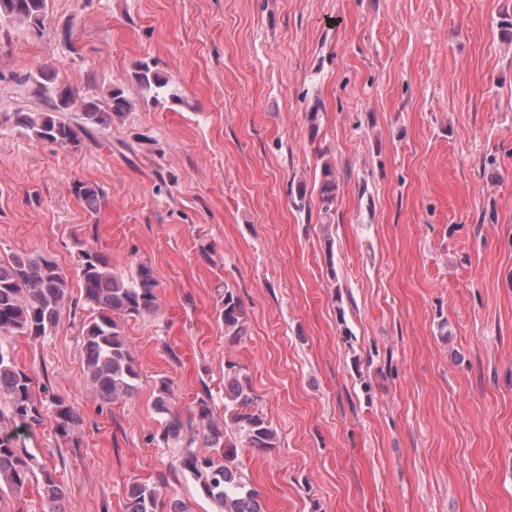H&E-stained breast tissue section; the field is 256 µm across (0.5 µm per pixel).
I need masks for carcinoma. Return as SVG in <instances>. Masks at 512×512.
Here are the masks:
<instances>
[{"mask_svg": "<svg viewBox=\"0 0 512 512\" xmlns=\"http://www.w3.org/2000/svg\"><path fill=\"white\" fill-rule=\"evenodd\" d=\"M48 0H0V19L24 25L32 33H43ZM131 79L146 91L150 101L159 105L178 94L170 80L146 62H140ZM27 80L35 92L51 101L49 112H1L0 128L10 127L30 137L63 148H77L80 135H93L133 109L123 89L115 87L103 98L80 100L81 123L73 126L59 114L75 105L72 93L56 86L55 74L38 68ZM339 189L335 165L321 163L317 192L321 213L334 211ZM74 194L85 207L98 209L102 189L92 183L78 182ZM76 274L83 306L89 318L81 329L85 354V377L101 406L132 396L138 388L139 372L124 334L122 320L150 315L158 307V283L152 269L140 265L135 274L125 277L112 271L102 254L79 249ZM70 298V279L52 259L41 254H12L0 259V340L14 336L38 339L57 327ZM217 320L224 335L240 336L245 331L246 311L233 290L224 289ZM7 418L17 428L42 424L48 414L54 421L55 435L65 442L75 440L81 418L50 379L38 382L19 367L12 355L0 345V401ZM254 395L248 378L235 362H224V417L218 418L212 407L207 384L197 395L189 412H182L166 380L156 387L154 410L162 418V430L149 437L173 449L172 476L189 475L201 493L212 502L214 512H263L258 492L241 472L237 448L243 441L252 448L270 451L277 445L276 430L252 410ZM47 502L44 512H64L61 503L65 491L54 473L36 467L35 457L19 447L14 433L0 430V489L20 492L36 475ZM127 512H184L180 503L160 500L156 484L132 483L127 492Z\"/></svg>", "mask_w": 512, "mask_h": 512, "instance_id": "carcinoma-1", "label": "carcinoma"}]
</instances>
